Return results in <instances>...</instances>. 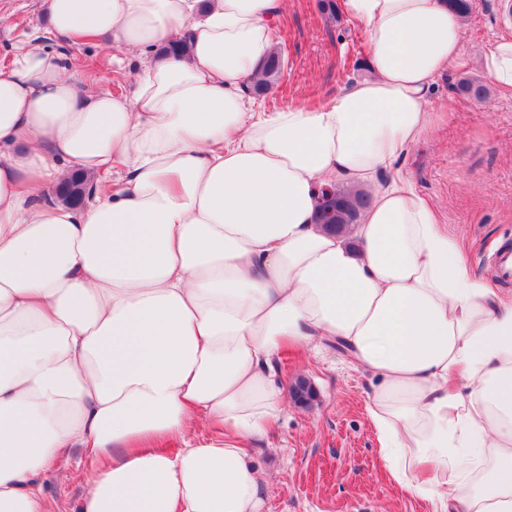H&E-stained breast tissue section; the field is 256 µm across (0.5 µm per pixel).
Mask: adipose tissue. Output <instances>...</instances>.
Here are the masks:
<instances>
[{
    "label": "adipose tissue",
    "instance_id": "ef3b65f1",
    "mask_svg": "<svg viewBox=\"0 0 512 512\" xmlns=\"http://www.w3.org/2000/svg\"><path fill=\"white\" fill-rule=\"evenodd\" d=\"M286 4L45 0L62 41L137 54L129 92L80 88L45 47L0 67V512H46L67 448L98 461L79 512H260L249 445L283 410L274 363L318 336L371 375L398 485L435 512H512V295L395 167L466 65L463 20L448 0H340L365 74L258 112ZM77 172L81 203L50 197ZM338 184L371 191L335 233L317 211Z\"/></svg>",
    "mask_w": 512,
    "mask_h": 512
}]
</instances>
